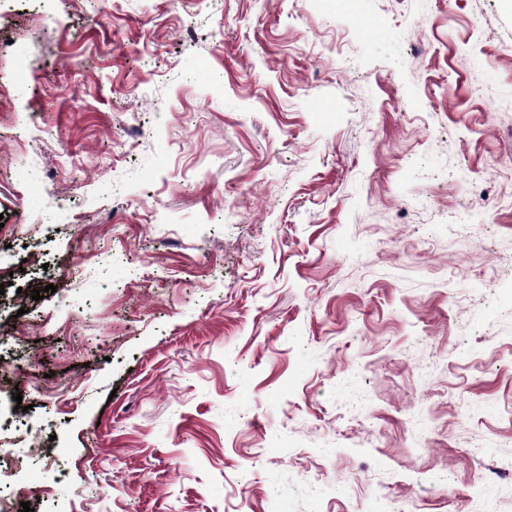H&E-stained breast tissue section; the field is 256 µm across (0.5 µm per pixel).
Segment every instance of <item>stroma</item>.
I'll list each match as a JSON object with an SVG mask.
<instances>
[{
    "label": "stroma",
    "mask_w": 512,
    "mask_h": 512,
    "mask_svg": "<svg viewBox=\"0 0 512 512\" xmlns=\"http://www.w3.org/2000/svg\"><path fill=\"white\" fill-rule=\"evenodd\" d=\"M508 470L512 0H0L9 512H512Z\"/></svg>",
    "instance_id": "stroma-1"
}]
</instances>
